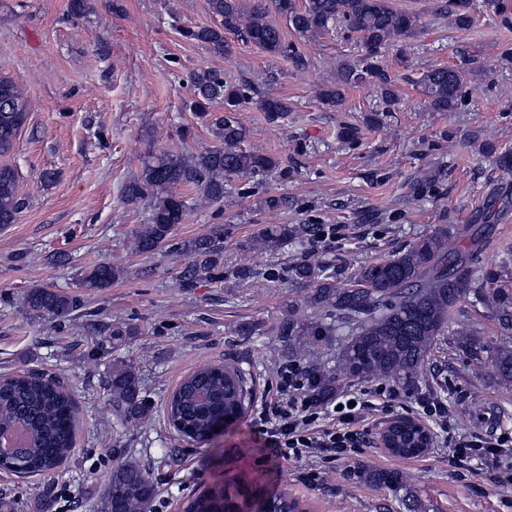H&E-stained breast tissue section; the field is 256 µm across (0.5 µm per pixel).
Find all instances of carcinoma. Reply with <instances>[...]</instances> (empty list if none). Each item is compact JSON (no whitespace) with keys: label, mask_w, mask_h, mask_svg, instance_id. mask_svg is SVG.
I'll list each match as a JSON object with an SVG mask.
<instances>
[{"label":"carcinoma","mask_w":512,"mask_h":512,"mask_svg":"<svg viewBox=\"0 0 512 512\" xmlns=\"http://www.w3.org/2000/svg\"><path fill=\"white\" fill-rule=\"evenodd\" d=\"M469 0H448L449 24L468 28L472 18ZM211 23L185 27L183 37L206 44L222 55L227 50L224 34L234 33L265 52L285 55L299 71L307 61L296 45L286 41L280 27L268 19L275 11L289 28L303 37H319L336 28L357 34L363 55L357 60H342L336 66V81L320 89L322 104L339 109L350 88L373 85L386 100L395 101L389 72L378 57L390 45L415 37L418 20L394 9L390 0H263L251 4L243 0H208ZM420 86L427 107L434 112H451L465 100L466 81L459 68L435 67L421 77ZM193 98L189 109L201 115L212 103H224L225 110L253 99L247 84L224 81L220 72L200 69L191 77ZM260 109L275 123L288 111V103L265 97ZM27 99L12 80L0 76V154L11 151L14 140L27 120ZM247 131L233 117L215 129L218 144L188 157L163 154L146 162L140 176L127 183L123 196L135 203L151 198L149 223L134 231L138 252L154 253L183 223L192 209L218 204L224 200V180L249 181L279 166L277 159L242 147ZM195 190L198 196L187 192ZM24 202L17 192L14 171L0 168V224L18 220ZM301 232L288 224L264 229L253 243L258 249L273 250ZM188 266L183 271L184 285L191 287L199 279L224 281V254L216 241L196 239L184 247ZM121 267L102 262L89 268L81 279L84 288L102 290L119 279ZM499 274L476 267L474 258L448 242V230L442 229L415 240L408 249L388 258L361 265L346 276L327 273V268L308 259L295 263L290 281L308 288L306 317L292 309L288 314V335L297 336L295 353L310 354L306 338L317 342L342 327L352 328L341 346L334 371L321 374V387L329 392L337 388L339 376L366 380L382 378L410 387L439 337L448 331L451 312L473 288L491 284ZM500 305L502 320L512 323V297L500 292L491 295ZM30 312L48 320L67 317L75 308L74 300L44 286L32 288L26 296ZM460 342L469 346L472 358L483 363L489 354L493 372L504 386H512V346H487L466 328L456 331ZM249 400L247 372L226 365H205L189 374L171 396L168 415L178 431L197 442L213 436L215 425L228 426L244 414ZM112 401L121 413L135 417L139 413V377L131 366L112 372ZM25 430L24 444L13 448L0 462V469L21 477L47 475L68 455L75 442V415L72 401L53 379L39 375L0 378V435L17 425ZM398 457L416 455L411 426L404 424L393 436ZM365 480L386 487H400L404 477L396 471L362 472ZM242 507L250 512H297L296 502L287 496L250 498L245 490ZM154 486L146 469L128 462L112 471L106 490L108 512H147ZM235 498L222 492L196 496L187 512H232Z\"/></svg>","instance_id":"1"}]
</instances>
